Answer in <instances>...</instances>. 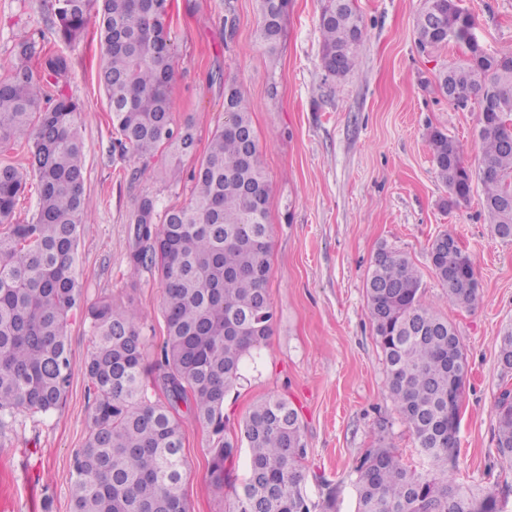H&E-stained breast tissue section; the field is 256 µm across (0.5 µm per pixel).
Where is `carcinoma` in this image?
Listing matches in <instances>:
<instances>
[{"label":"carcinoma","mask_w":512,"mask_h":512,"mask_svg":"<svg viewBox=\"0 0 512 512\" xmlns=\"http://www.w3.org/2000/svg\"><path fill=\"white\" fill-rule=\"evenodd\" d=\"M290 0H259L258 39L277 49ZM52 28L71 46L89 23L104 55L98 78L110 108L112 152L148 163L162 157L172 176L196 143L190 121L173 126L170 84L174 57L166 31L168 0H46ZM475 17L458 0H423L416 21L421 49L455 41L463 55L438 77L458 107L477 101L478 171L465 165L457 143L441 130L429 135L437 178L458 203L473 179L482 211L502 238H512V55H492L475 37ZM366 25L355 0H322L320 62L325 77L353 69ZM42 49L15 47V63L0 78V152L24 143V162L0 163V434L17 411L48 414L62 404L74 362L67 343L70 316L81 311L95 336L83 363L94 407L84 447L72 462V512H188L182 491L186 465L182 411L211 429L210 477H229L238 448L250 450V470L235 492L234 512H310L301 493L306 454L297 410L287 399L258 402L235 437H224V399L241 366L271 333L266 288L270 250L269 182L259 160L251 104L228 83L227 120L211 136L190 173L191 198L157 217L143 197L134 213L130 276L157 272L162 285L165 339L145 357L141 316L131 304L103 296L86 304L78 282V244L88 215L84 194L81 103L62 90L49 96L41 80L68 74L62 54L31 66ZM38 182L35 212L24 224L16 208L27 175ZM432 271L442 298L473 309L479 302L474 264L453 234L432 242ZM367 308L382 349L388 388L417 447L441 469L429 476L408 469L378 448L356 469L357 512H492V496L477 498L457 483L458 429L448 430V396L460 410L467 358L456 331L428 300L422 278L402 252L383 248L365 285ZM512 368V325L499 351ZM496 445L512 462V392L496 401Z\"/></svg>","instance_id":"carcinoma-1"}]
</instances>
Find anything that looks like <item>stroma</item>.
<instances>
[{"label":"stroma","mask_w":512,"mask_h":512,"mask_svg":"<svg viewBox=\"0 0 512 512\" xmlns=\"http://www.w3.org/2000/svg\"><path fill=\"white\" fill-rule=\"evenodd\" d=\"M366 23L355 68L340 80L320 66V0H291L276 54L256 38L258 0H169L175 54L170 98L176 124L192 121L193 154L179 176L159 161L142 166L111 152L109 107L98 83L103 62L96 27L71 47L58 42L42 0H0V64L17 39L66 51L67 91L84 107V193L91 221L79 239V284L85 302L103 296L133 303L148 353L164 340L161 284L143 270L127 276L130 227L137 201L165 209L190 197L189 173L224 121V84L236 81L250 101L260 161L270 182L271 334L224 400V423L237 431L253 405L271 395L292 402L302 420L301 461L310 512H356L355 467L386 448L416 471L430 470L388 389L370 321L365 281L380 249L404 252L419 270L427 298L456 330L468 362L458 431L456 476L478 494H493L496 512H512V465L496 447L494 405L512 390V369L499 357L512 324V239L497 235L481 213L482 189L452 204L431 161L428 136L439 129L477 168V103L458 107L438 89V75L460 57L457 44L421 50L415 17L422 0H355ZM476 19L489 52L512 54V0H460ZM452 233L470 255L483 301L473 310L444 303L429 258L432 241ZM74 359L63 404L50 414L16 413L0 434V512H70L71 465L87 437L93 392L82 369L93 336L81 317L67 330ZM209 429L185 419L182 489L190 512H232L246 480L240 449L224 487L209 477Z\"/></svg>","instance_id":"stroma-1"}]
</instances>
